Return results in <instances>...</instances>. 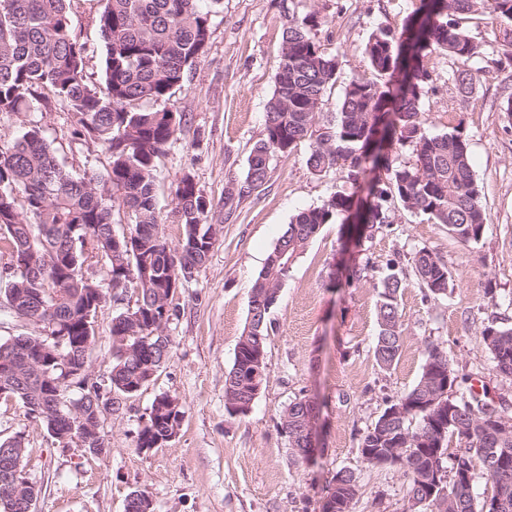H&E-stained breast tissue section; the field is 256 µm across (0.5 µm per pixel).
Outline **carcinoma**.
I'll return each mask as SVG.
<instances>
[{
    "label": "carcinoma",
    "mask_w": 512,
    "mask_h": 512,
    "mask_svg": "<svg viewBox=\"0 0 512 512\" xmlns=\"http://www.w3.org/2000/svg\"><path fill=\"white\" fill-rule=\"evenodd\" d=\"M70 0H0V113H18L37 101L68 112L73 135L100 143L111 156L109 169L73 176L59 163L42 126L31 121L10 143L0 144V251L10 262L0 268V293H24L40 318L54 324L62 353L57 360L43 353L31 337L32 361L19 373L16 346L0 340V379L12 374L13 399L25 414L48 426L65 423L72 409L86 414L99 401L112 399L120 408L131 389L169 359L156 347L160 339L156 313L168 296L171 279L193 276L209 258L216 229L206 223L207 201L191 174L177 180L175 212L184 233L178 246L164 238L158 224L155 171L169 142L180 130L184 114L166 107L147 109V102L168 99L183 85L204 54L221 0H105L99 16L104 48L100 87L86 71L87 46L71 28ZM489 10L512 23V0H422L420 13L406 17L400 37L380 29L364 48L368 68L380 76L373 81L354 78L346 84L333 120L319 124L328 87L339 74L337 56L317 38L321 21L312 12L293 20L283 33L282 55L275 89L266 108L265 129L250 150L245 180L225 190V203L251 196L267 181L271 161L303 141L313 142L308 158L312 173L336 167L345 172L349 190H338L322 205L295 214L277 239L251 289L249 307L255 311L236 345L224 394L239 400L254 395L257 355L266 352L268 315L284 281L308 243L337 217L351 222L357 238L378 224L391 223L396 205L423 213L464 244H477L484 235L487 213L481 204L468 143L460 133L429 135L421 104L434 82L423 64L429 54L444 52L457 64L448 79L469 91L482 68L479 62L495 52L512 55V40L479 42L452 16ZM411 150L415 163L396 162L393 155ZM127 221L131 244L112 247V225ZM39 267L40 277L16 274L17 262ZM103 263L112 288L89 273ZM418 284L434 298L448 295V268L431 251L413 253ZM369 261L348 272V282L374 278ZM405 272L388 266L377 285L379 332L373 355L382 368L392 367L402 350L400 291ZM133 305L122 306L112 318V363L105 379L84 386L67 382L69 367L80 364L91 347L85 311L91 296L100 304L122 305L127 290ZM495 372L512 377V325L495 322L481 331ZM172 396L155 397L147 424L138 433L137 447L166 439ZM509 418L476 392L473 378L460 376L448 356L430 347L417 384L393 400L362 437V457L374 466L404 467L410 508L430 512H484L486 500L475 501L477 479L490 482L497 512H512V429L491 426L488 411ZM314 411L299 397L286 407L282 428L288 445L304 461L313 456L304 428ZM457 438L465 447L448 452ZM8 460L27 478L23 437L0 440ZM445 481L431 491L434 474ZM358 493L354 475L340 470L324 497L322 512H350Z\"/></svg>",
    "instance_id": "1"
}]
</instances>
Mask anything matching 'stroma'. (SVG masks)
Wrapping results in <instances>:
<instances>
[{"label":"stroma","mask_w":512,"mask_h":512,"mask_svg":"<svg viewBox=\"0 0 512 512\" xmlns=\"http://www.w3.org/2000/svg\"><path fill=\"white\" fill-rule=\"evenodd\" d=\"M420 0H221L204 55L166 100L185 113L156 171L161 231L178 244L183 228L171 190L190 173L209 201V223L221 232L206 264L172 299L178 310L166 330L170 358L154 379L107 420L106 452L61 447L20 404L0 412V439L23 433L26 471L40 490L36 512H124L128 495L147 491L153 512H321L337 471H351L359 493L351 512H408L404 471L375 467L358 449L391 400L418 381L427 347L448 355L458 374H479L492 404L512 411V379L496 374L481 340L492 320L512 324V122L501 104L512 96V57L485 60L468 98L448 74L446 54L426 58L434 88L423 105L428 134L461 131L472 158L488 224L479 244L466 245L426 215L396 207L391 223L372 229L361 246L376 272L407 264L421 248L435 253L451 275L450 292L426 298L414 273L402 291L403 348L397 364L380 367L372 345L378 334L372 282L337 287L350 253L345 226L325 225L306 247L272 307L265 363L267 382L244 416L224 409V378L247 324L251 287L279 236L299 210L322 205L346 186L343 172L311 173V142L274 158L259 192L237 207L224 190L242 181L253 144L262 138L266 104L292 15L318 13V38L338 55L341 70L323 98L331 118L345 85L371 77L364 47L379 28L398 30ZM103 0H71L74 31L89 48L87 71L100 81L103 59L97 16ZM43 126L58 161L73 174L105 173L110 154L98 143L76 144L70 114L30 110L0 114V141L18 137L28 120ZM176 396L184 419L175 438L149 451L136 447L154 398ZM320 406L316 460L295 458L282 415L299 394Z\"/></svg>","instance_id":"stroma-1"}]
</instances>
